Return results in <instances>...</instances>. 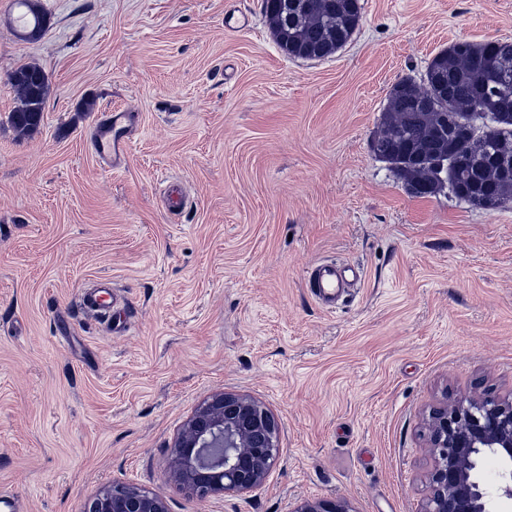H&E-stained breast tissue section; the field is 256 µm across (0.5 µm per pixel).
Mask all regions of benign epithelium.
Wrapping results in <instances>:
<instances>
[{
	"label": "benign epithelium",
	"mask_w": 512,
	"mask_h": 512,
	"mask_svg": "<svg viewBox=\"0 0 512 512\" xmlns=\"http://www.w3.org/2000/svg\"><path fill=\"white\" fill-rule=\"evenodd\" d=\"M429 464L420 512H489L482 486L487 456L500 465L497 496L512 501V392L459 394L430 408L424 419ZM283 448L272 412L248 394L210 396L177 433L170 478L201 498L246 494L262 486ZM89 512H168L166 498L134 486L102 489ZM290 512H354L345 498L302 499Z\"/></svg>",
	"instance_id": "1"
}]
</instances>
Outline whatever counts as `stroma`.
<instances>
[{
	"mask_svg": "<svg viewBox=\"0 0 512 512\" xmlns=\"http://www.w3.org/2000/svg\"><path fill=\"white\" fill-rule=\"evenodd\" d=\"M37 2L25 39L0 0V492L26 512H88L113 484L169 512H419L425 411L512 392V201L410 196L370 143L394 83L456 41H512V0H361L323 60L282 53L260 0ZM234 11L249 27L225 31ZM24 64L49 77L28 136L8 120ZM114 109L135 116L117 167L89 145ZM324 260L365 271L332 312L306 288ZM99 281L126 332L80 309ZM224 390L274 414L283 453L252 493L202 499L170 448ZM19 6L24 7V26L27 32H38L39 35L44 31L47 25V17L39 9L33 0H16ZM290 512H354L345 498L337 500L302 499L294 504Z\"/></svg>",
	"mask_w": 512,
	"mask_h": 512,
	"instance_id": "obj_1",
	"label": "stroma"
}]
</instances>
